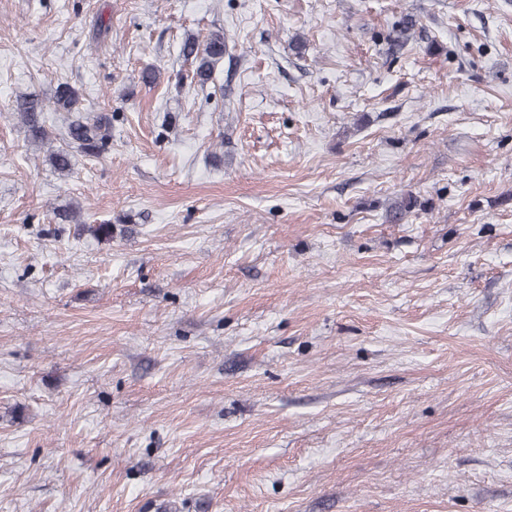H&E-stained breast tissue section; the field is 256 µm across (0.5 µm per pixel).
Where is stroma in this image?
<instances>
[{
    "label": "stroma",
    "instance_id": "1",
    "mask_svg": "<svg viewBox=\"0 0 512 512\" xmlns=\"http://www.w3.org/2000/svg\"><path fill=\"white\" fill-rule=\"evenodd\" d=\"M0 512H512V0H0ZM225 51L223 32H212L204 40L186 38L181 46V55L190 62V69L186 73H179L180 87L206 86L213 79L217 65L224 59ZM52 103L55 108L71 113L64 145L47 150L46 160L60 175L73 172L77 156L98 158L108 152L112 114L85 116L78 94L68 83H59ZM15 108L21 115L27 141L40 148L50 144L53 133L43 120L44 100L35 93H23L17 98Z\"/></svg>",
    "mask_w": 512,
    "mask_h": 512
}]
</instances>
